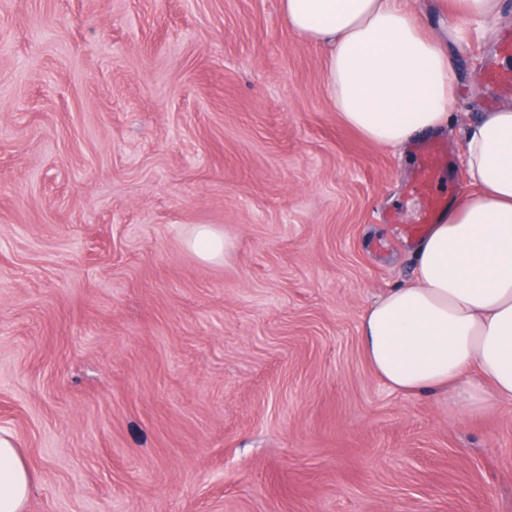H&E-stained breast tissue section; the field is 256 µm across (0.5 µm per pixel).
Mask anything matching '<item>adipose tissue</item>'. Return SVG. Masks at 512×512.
Returning <instances> with one entry per match:
<instances>
[{
	"mask_svg": "<svg viewBox=\"0 0 512 512\" xmlns=\"http://www.w3.org/2000/svg\"><path fill=\"white\" fill-rule=\"evenodd\" d=\"M290 29L326 52L341 119L371 143L400 148L444 130L457 87L450 51L493 46L503 0H448L446 40L396 0H281ZM471 191L448 201L415 242V277L362 312L363 353L394 391L454 392L463 412L487 395L512 400V105L483 113L464 135ZM32 473L0 433V512H23Z\"/></svg>",
	"mask_w": 512,
	"mask_h": 512,
	"instance_id": "obj_1",
	"label": "adipose tissue"
}]
</instances>
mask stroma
<instances>
[{
    "mask_svg": "<svg viewBox=\"0 0 512 512\" xmlns=\"http://www.w3.org/2000/svg\"><path fill=\"white\" fill-rule=\"evenodd\" d=\"M451 163L511 102L452 50ZM280 0H0V429L24 512H512V401L371 371L419 157L366 141ZM208 226L216 260L190 246ZM33 491L31 470L12 435L0 431V512H23Z\"/></svg>",
    "mask_w": 512,
    "mask_h": 512,
    "instance_id": "stroma-1",
    "label": "stroma"
}]
</instances>
